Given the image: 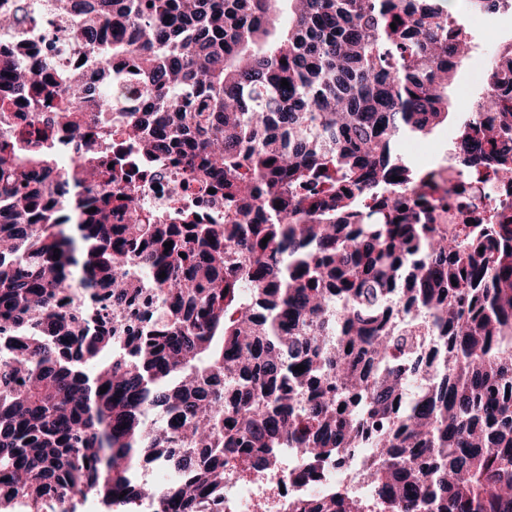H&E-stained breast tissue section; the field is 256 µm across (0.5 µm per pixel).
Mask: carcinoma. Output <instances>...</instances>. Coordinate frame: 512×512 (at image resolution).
<instances>
[{"instance_id":"carcinoma-1","label":"carcinoma","mask_w":512,"mask_h":512,"mask_svg":"<svg viewBox=\"0 0 512 512\" xmlns=\"http://www.w3.org/2000/svg\"><path fill=\"white\" fill-rule=\"evenodd\" d=\"M447 2L53 0L125 91L67 74L23 128L6 105L46 66L0 55V507L197 512L248 459L314 475L367 448L372 501L279 512H512V215L471 240L401 152L474 49ZM19 14L40 22L19 2L0 29ZM491 58L451 145L482 180L512 174V51ZM165 160L222 217L138 204ZM156 461L170 486L138 478Z\"/></svg>"}]
</instances>
